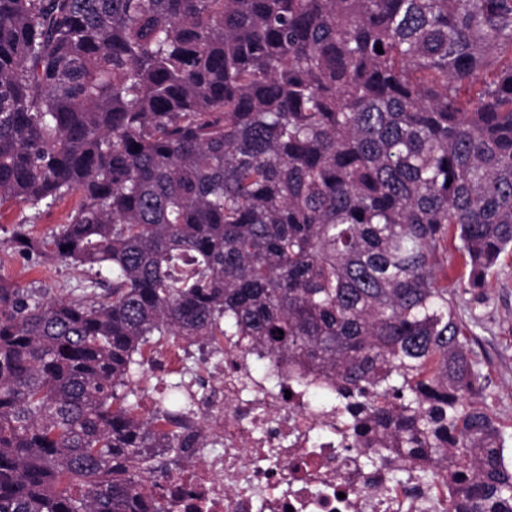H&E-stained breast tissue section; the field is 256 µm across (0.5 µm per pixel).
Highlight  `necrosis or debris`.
<instances>
[{
    "instance_id": "necrosis-or-debris-1",
    "label": "necrosis or debris",
    "mask_w": 512,
    "mask_h": 512,
    "mask_svg": "<svg viewBox=\"0 0 512 512\" xmlns=\"http://www.w3.org/2000/svg\"><path fill=\"white\" fill-rule=\"evenodd\" d=\"M179 413L201 441L193 462L171 467V512H455L444 481L392 476L396 450L368 465L332 380L289 376L288 367L240 336Z\"/></svg>"
}]
</instances>
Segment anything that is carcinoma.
<instances>
[{"mask_svg":"<svg viewBox=\"0 0 512 512\" xmlns=\"http://www.w3.org/2000/svg\"><path fill=\"white\" fill-rule=\"evenodd\" d=\"M73 193L8 246L112 281H0V512H170L145 474L196 436L118 394L153 336L334 378L371 454L512 512L446 285L450 238L463 289L512 253V0H0V207Z\"/></svg>","mask_w":512,"mask_h":512,"instance_id":"obj_1","label":"carcinoma"}]
</instances>
